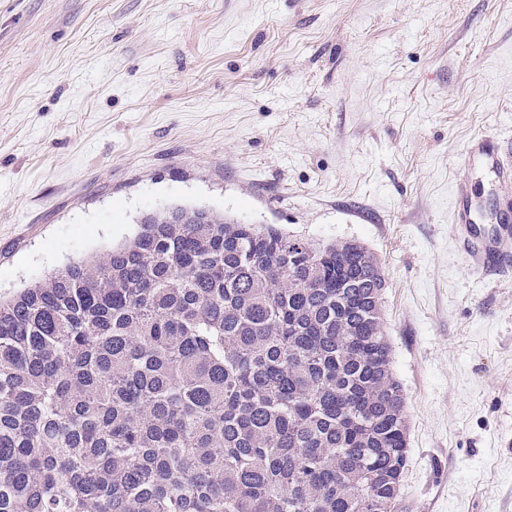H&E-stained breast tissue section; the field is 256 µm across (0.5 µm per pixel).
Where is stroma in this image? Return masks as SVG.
<instances>
[{
	"mask_svg": "<svg viewBox=\"0 0 512 512\" xmlns=\"http://www.w3.org/2000/svg\"><path fill=\"white\" fill-rule=\"evenodd\" d=\"M512 0H0V299L167 207L378 258L410 421L396 512H512V281L449 223L512 184ZM480 159L491 176L501 183L512 181V158L510 150L504 149L493 137L477 134L462 151L458 164L467 170Z\"/></svg>",
	"mask_w": 512,
	"mask_h": 512,
	"instance_id": "1",
	"label": "stroma"
}]
</instances>
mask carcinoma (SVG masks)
<instances>
[{"instance_id":"cac0c4a2","label":"carcinoma","mask_w":512,"mask_h":512,"mask_svg":"<svg viewBox=\"0 0 512 512\" xmlns=\"http://www.w3.org/2000/svg\"><path fill=\"white\" fill-rule=\"evenodd\" d=\"M383 270L205 208L0 301V512H394Z\"/></svg>"}]
</instances>
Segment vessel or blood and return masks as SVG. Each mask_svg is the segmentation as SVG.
Segmentation results:
<instances>
[{
  "label": "vessel or blood",
  "instance_id": "vessel-or-blood-1",
  "mask_svg": "<svg viewBox=\"0 0 512 512\" xmlns=\"http://www.w3.org/2000/svg\"><path fill=\"white\" fill-rule=\"evenodd\" d=\"M478 160L498 182L512 181V151L502 148L493 137L486 134L472 137L458 164L467 169ZM452 213L455 230L465 235V252L472 267L500 274L512 272V214L501 213L496 226L490 228L477 224L468 186L462 180L453 189Z\"/></svg>",
  "mask_w": 512,
  "mask_h": 512
}]
</instances>
